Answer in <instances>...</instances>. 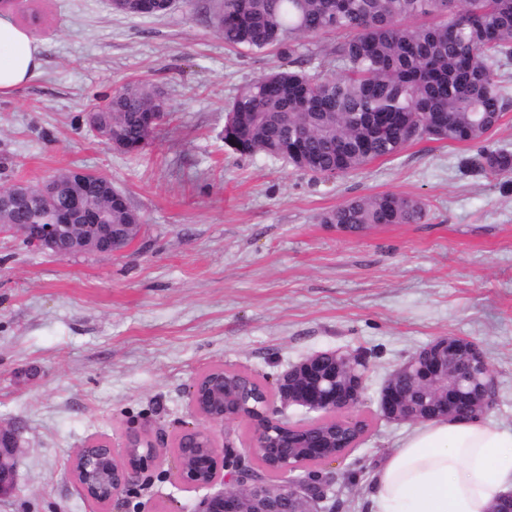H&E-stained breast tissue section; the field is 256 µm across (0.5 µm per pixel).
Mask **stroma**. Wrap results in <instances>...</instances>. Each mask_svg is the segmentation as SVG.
Returning a JSON list of instances; mask_svg holds the SVG:
<instances>
[{
  "mask_svg": "<svg viewBox=\"0 0 512 512\" xmlns=\"http://www.w3.org/2000/svg\"><path fill=\"white\" fill-rule=\"evenodd\" d=\"M219 0H177L133 19L109 0H19L40 46L38 76L0 97V187L73 168L103 174L143 223L128 250L58 257L0 235V422L17 428L16 484L0 512H93L69 463L127 431L166 448L109 512H194L175 436L195 424L192 380L221 365L273 385L323 350L364 351L369 423L356 448L320 464L335 512H374L373 475L409 429L379 418L383 382L440 336H463L497 382L486 420L512 431V172L465 168L478 145L414 140L395 157L316 178L224 144L237 88L280 65L232 51L210 25ZM158 89L168 114L128 155L83 120L97 97ZM381 193L420 199L414 224L336 231L323 215Z\"/></svg>",
  "mask_w": 512,
  "mask_h": 512,
  "instance_id": "stroma-1",
  "label": "stroma"
}]
</instances>
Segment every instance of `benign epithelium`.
Returning <instances> with one entry per match:
<instances>
[{
    "mask_svg": "<svg viewBox=\"0 0 512 512\" xmlns=\"http://www.w3.org/2000/svg\"><path fill=\"white\" fill-rule=\"evenodd\" d=\"M90 128L106 145L124 152L126 146L112 138V132L97 112L87 115ZM112 200L125 201V193L112 187V181L100 174L74 170L69 184V200L53 219L42 223L30 219L25 224H1L0 232H16L33 247L57 256L93 251L105 257L123 252L131 243L110 215L96 212L87 200L104 192ZM32 197L31 187L14 184L0 190V210L9 208L21 197ZM443 336L422 348L410 361L399 365L380 391L379 415L391 422H421L434 411H452L467 418L493 408L488 386L496 383L492 367L471 340L462 345ZM368 363L360 355L346 350L317 352L291 365L276 382L275 390L265 391L261 416L252 420L255 448L259 458L269 460L270 473L284 480L272 485L251 479L254 468L238 454L230 434L224 445L217 443L205 427H188L175 442L179 478L191 489L209 488L218 481L225 488L202 498L195 512H316L321 494L312 485L288 477L298 460L323 451L320 442L281 439L272 436L270 426L291 429L294 424L279 417L281 410L297 405L313 412L339 415L346 423L361 420L355 414L362 402ZM216 366L197 377L189 387L192 411L209 424H222L241 417L239 406L246 383L254 377ZM280 406H275V403ZM19 432L0 425V496L15 487V455ZM126 452L117 459L107 440H94L79 449L71 461V473L82 496L97 508L133 489L160 456L161 444L131 431L126 436Z\"/></svg>",
    "mask_w": 512,
    "mask_h": 512,
    "instance_id": "obj_1",
    "label": "benign epithelium"
}]
</instances>
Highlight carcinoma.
I'll use <instances>...</instances> for the list:
<instances>
[{
	"label": "carcinoma",
	"instance_id": "obj_1",
	"mask_svg": "<svg viewBox=\"0 0 512 512\" xmlns=\"http://www.w3.org/2000/svg\"><path fill=\"white\" fill-rule=\"evenodd\" d=\"M168 0L123 10L160 17ZM225 45L275 51L278 70L242 86L224 122L233 151L283 160L322 178L397 155L423 137L486 141L506 110L499 68L512 59V0H221L210 18ZM336 34L323 51L313 42ZM95 111L112 116V136L138 154L152 132L142 112H164L161 93L134 84L106 95ZM466 166L512 170V154L482 149ZM420 200L393 193L352 200L325 224H411ZM339 420L318 425L341 440Z\"/></svg>",
	"mask_w": 512,
	"mask_h": 512
}]
</instances>
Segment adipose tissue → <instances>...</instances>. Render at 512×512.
<instances>
[{
    "label": "adipose tissue",
    "instance_id": "adipose-tissue-1",
    "mask_svg": "<svg viewBox=\"0 0 512 512\" xmlns=\"http://www.w3.org/2000/svg\"><path fill=\"white\" fill-rule=\"evenodd\" d=\"M39 46L0 16V97L35 78ZM512 489V432L480 419L418 423L373 478L375 512H491Z\"/></svg>",
    "mask_w": 512,
    "mask_h": 512
}]
</instances>
